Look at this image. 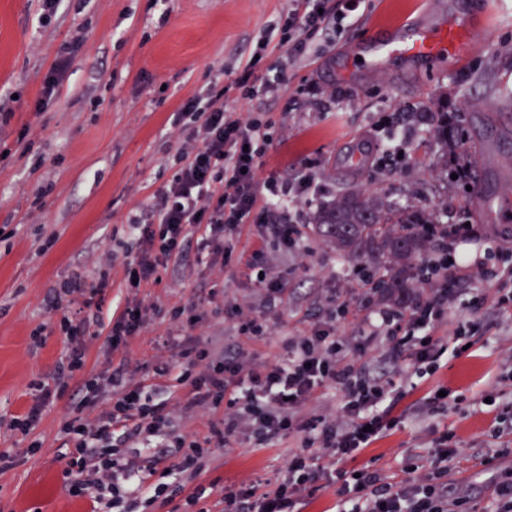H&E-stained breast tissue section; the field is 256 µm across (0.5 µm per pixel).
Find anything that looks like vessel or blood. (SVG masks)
Masks as SVG:
<instances>
[{"label": "vessel or blood", "mask_w": 512, "mask_h": 512, "mask_svg": "<svg viewBox=\"0 0 512 512\" xmlns=\"http://www.w3.org/2000/svg\"><path fill=\"white\" fill-rule=\"evenodd\" d=\"M477 35L475 27L448 21L423 27L399 41L374 43L367 47L366 54L373 65H380L387 58L402 56L411 60L433 58L450 59L473 42Z\"/></svg>", "instance_id": "b4317fda"}]
</instances>
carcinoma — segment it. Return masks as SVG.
<instances>
[{"label":"carcinoma","mask_w":512,"mask_h":512,"mask_svg":"<svg viewBox=\"0 0 512 512\" xmlns=\"http://www.w3.org/2000/svg\"><path fill=\"white\" fill-rule=\"evenodd\" d=\"M427 120L437 140L451 143L453 153L461 157L466 154L467 141L448 134L447 111L429 112ZM433 223L429 214L396 209L383 197L352 191L319 207L312 230L348 263L365 254L384 261L388 274L380 277L378 287L390 296L411 287L426 251L424 233L418 225Z\"/></svg>","instance_id":"1"}]
</instances>
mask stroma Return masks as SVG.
Wrapping results in <instances>:
<instances>
[{
  "mask_svg": "<svg viewBox=\"0 0 512 512\" xmlns=\"http://www.w3.org/2000/svg\"><path fill=\"white\" fill-rule=\"evenodd\" d=\"M289 0H62L46 15L37 0H0V94L14 96L11 115L0 118V450L14 458L0 468V512H87L81 498L62 489V428L72 415L69 395L56 398L28 437L16 435L10 420L34 401L31 381L51 382L56 362L68 346L56 324L53 299L60 285L81 274L93 285L106 254L116 257L111 286L102 303L104 317L124 306L129 291L121 262L131 245L129 218L151 204L177 167L182 102L205 90L223 97L227 109L269 117L278 134L259 160L260 176L288 173L312 163L320 202L349 189L378 192L400 205L436 214L456 224L473 210L454 183L441 178L445 146L433 138L421 112L435 103L448 106L470 143L496 201L512 195V0H363L356 22H344L332 39L301 52L282 50L267 57L283 80L274 91L241 97L232 84L255 48L256 39L279 22ZM460 18L478 26L480 46L452 59L417 62L394 58L381 67L363 60L365 42L393 37L424 21ZM82 37L52 104L34 111L42 80L62 44ZM400 110L396 130L379 126L384 113ZM366 142L378 150L405 145L408 158L391 168L365 166L349 172L345 155ZM475 236L459 252L478 251L494 265L512 259V216L478 221ZM252 225H243L234 253L250 255ZM307 253L281 262L288 291L271 314L270 336L241 337L225 308L258 309L262 297L235 261L207 266L194 259L170 262L159 281L142 289L158 309L129 345L111 352L105 336L85 339V374H102L125 363L135 381L155 386L152 367L170 351L162 338L174 331L169 313L188 304L200 288L224 284L223 303L207 307L191 335L211 347L242 349L256 362L284 356L285 338L303 335L318 305L329 297L359 293L358 268L382 273L379 261L340 266L336 253L307 236ZM480 327L473 348L461 358L443 357L431 376L393 380L403 396L393 414L397 426L340 470L370 466L399 472L404 458L427 455L434 441L451 434L464 451L452 480L487 485L482 459L491 441L495 411L512 403V381L498 380L499 365L512 347V312L494 307L472 318ZM42 329V344L32 333ZM165 391L177 410L176 428L204 439L223 410H186L188 389L168 377ZM451 389L452 410L434 409L418 421L415 413L431 392ZM493 405H485V397ZM38 443L35 455L26 452ZM294 438L281 437L260 448L248 441L218 448L202 483H249L285 466Z\"/></svg>",
  "mask_w": 512,
  "mask_h": 512,
  "instance_id": "1",
  "label": "stroma"
}]
</instances>
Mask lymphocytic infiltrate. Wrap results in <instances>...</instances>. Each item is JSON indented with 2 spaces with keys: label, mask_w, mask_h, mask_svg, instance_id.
Here are the masks:
<instances>
[{
  "label": "lymphocytic infiltrate",
  "mask_w": 512,
  "mask_h": 512,
  "mask_svg": "<svg viewBox=\"0 0 512 512\" xmlns=\"http://www.w3.org/2000/svg\"><path fill=\"white\" fill-rule=\"evenodd\" d=\"M358 8V0H290L278 44L316 41L343 21L355 19ZM180 112L189 122L181 131L179 166L152 204L128 224L132 247L124 267L130 297L107 321L100 299L110 286L108 272H101L88 291L80 277L65 283V295L81 296L73 316L60 320L70 340L68 351L55 368L52 384H39L34 403L11 420L15 433L29 435L52 403L55 386L67 385L84 369L81 338L91 327L107 325L106 344L114 352L139 335L152 312L139 298L140 289L158 282L160 268L170 260L186 258L194 235L203 239L197 262L226 264L240 226L254 225L255 247L246 266L268 304L282 301L286 282L265 248L272 242L284 255L303 250V231L292 223L289 209L309 203L316 193L313 172L304 166L289 177L276 172L258 177V161L274 141L273 125L263 116L227 110L219 97L202 95L186 99ZM423 231L427 254L411 299L385 304L374 274L363 278L362 304L372 319L362 341L340 334L339 324L352 315L353 307L350 300L336 298L325 301L319 318L303 335L289 339L286 359L275 363H254L242 350L218 354L188 336L168 338L174 357L155 363L154 378L168 377L173 364H180L179 380L189 389L187 409L224 410L222 421L204 441L178 435L175 411L163 389L132 382L124 366L84 379L76 391L79 412L63 427L64 489L88 498L91 512H100L105 501L123 512H137L141 505L179 494L185 512H306L315 493L334 482L336 512H470L474 489L449 482L458 454L444 436L436 439L429 457H406L398 477L380 469L353 473L329 467L330 461L354 457L395 424L391 412L400 393L392 380L374 374L365 358L369 344L385 347L393 362L406 364L408 375L422 376L434 373L444 355L462 356L472 341L466 320L448 335H438L437 330L461 304L472 266L457 259L456 248L473 237L474 229L427 224ZM327 385L343 394L340 414L306 415L305 407ZM104 394L109 400L100 415L84 417L82 407ZM286 436L296 438L299 446L270 488L230 483L213 500L198 484L212 449L229 447L241 438L263 445ZM145 446L178 450L169 482H154L158 461L142 456ZM189 480L195 487L188 493L184 484Z\"/></svg>",
  "instance_id": "f902f5d3"
}]
</instances>
